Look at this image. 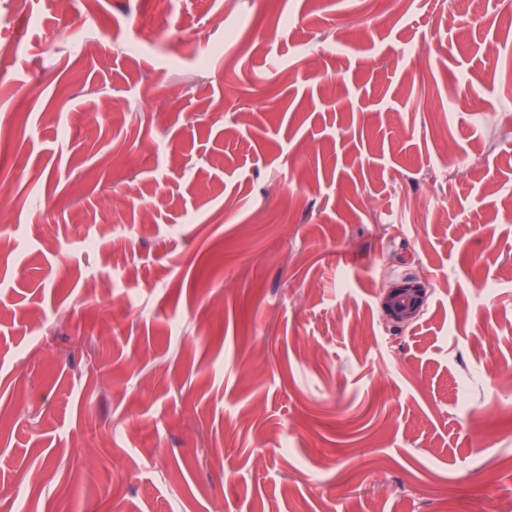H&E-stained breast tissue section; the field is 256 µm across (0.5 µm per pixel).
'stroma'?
<instances>
[{
  "instance_id": "35a3bbf8",
  "label": "stroma",
  "mask_w": 512,
  "mask_h": 512,
  "mask_svg": "<svg viewBox=\"0 0 512 512\" xmlns=\"http://www.w3.org/2000/svg\"><path fill=\"white\" fill-rule=\"evenodd\" d=\"M0 189V512H512V0H0ZM426 301V289L416 279L408 278L388 288L381 296V307L387 319L406 326L420 315Z\"/></svg>"
}]
</instances>
